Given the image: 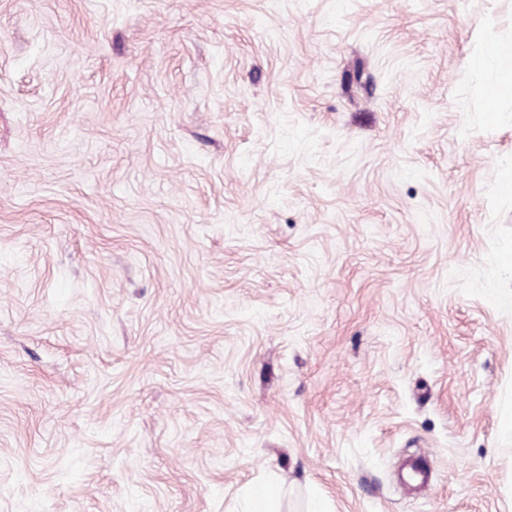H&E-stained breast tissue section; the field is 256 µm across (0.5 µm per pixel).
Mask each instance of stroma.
Wrapping results in <instances>:
<instances>
[{
  "label": "stroma",
  "mask_w": 512,
  "mask_h": 512,
  "mask_svg": "<svg viewBox=\"0 0 512 512\" xmlns=\"http://www.w3.org/2000/svg\"><path fill=\"white\" fill-rule=\"evenodd\" d=\"M489 32L512 0H0V512H512Z\"/></svg>",
  "instance_id": "obj_1"
}]
</instances>
